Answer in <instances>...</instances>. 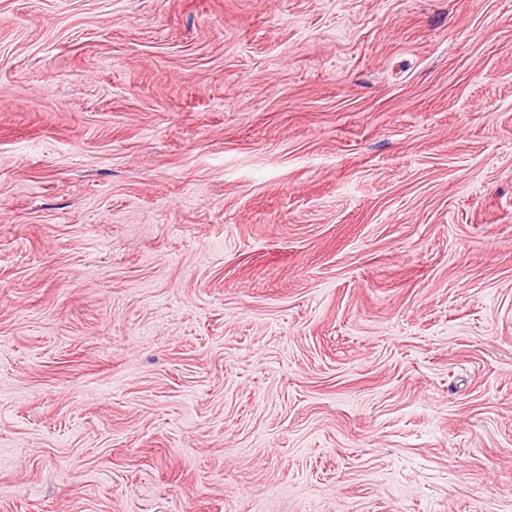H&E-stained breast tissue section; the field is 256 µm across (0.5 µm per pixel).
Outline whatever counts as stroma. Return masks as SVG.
Returning a JSON list of instances; mask_svg holds the SVG:
<instances>
[{"label": "stroma", "mask_w": 512, "mask_h": 512, "mask_svg": "<svg viewBox=\"0 0 512 512\" xmlns=\"http://www.w3.org/2000/svg\"><path fill=\"white\" fill-rule=\"evenodd\" d=\"M0 512H512V0H0Z\"/></svg>", "instance_id": "35a3bbf8"}]
</instances>
